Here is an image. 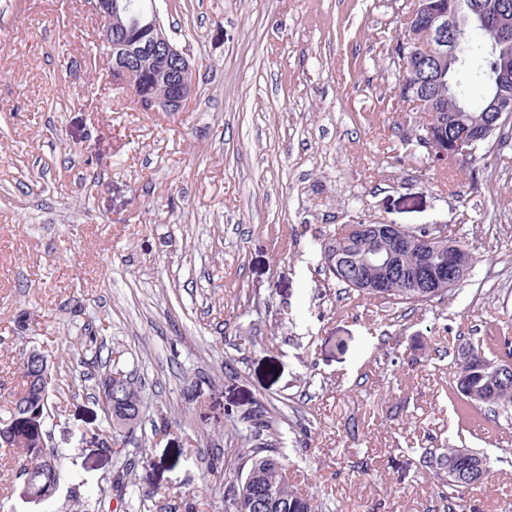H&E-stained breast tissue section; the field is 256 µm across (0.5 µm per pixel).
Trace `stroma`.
<instances>
[{
	"label": "stroma",
	"instance_id": "35a3bbf8",
	"mask_svg": "<svg viewBox=\"0 0 512 512\" xmlns=\"http://www.w3.org/2000/svg\"><path fill=\"white\" fill-rule=\"evenodd\" d=\"M156 8L195 67L185 112L99 78L86 0H0V406L23 348L59 384L65 476L38 512H116L96 505L111 368L145 404L118 512H221L211 469L270 443L262 408L318 512H433L420 458L446 448L489 459L466 512H507L512 408L465 406L452 372L465 340L512 336V144L428 163L390 54L406 0ZM380 223L445 225L469 275L428 307L337 283L324 242Z\"/></svg>",
	"mask_w": 512,
	"mask_h": 512
}]
</instances>
